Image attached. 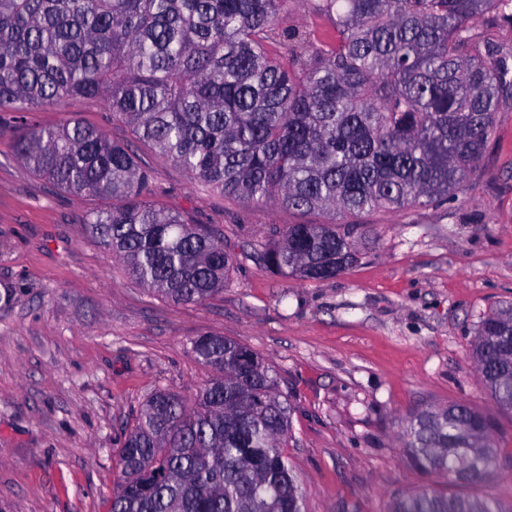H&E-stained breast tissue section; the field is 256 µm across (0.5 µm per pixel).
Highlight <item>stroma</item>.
Returning <instances> with one entry per match:
<instances>
[{
	"label": "stroma",
	"mask_w": 512,
	"mask_h": 512,
	"mask_svg": "<svg viewBox=\"0 0 512 512\" xmlns=\"http://www.w3.org/2000/svg\"><path fill=\"white\" fill-rule=\"evenodd\" d=\"M477 49L512 69V20L470 24ZM81 119L128 143L153 197L224 235L234 270L223 294L177 304L143 288L80 219L109 199L74 196L15 154L0 114V512H109L117 451L143 400L192 397L212 376L191 339L215 333L261 354L292 407L286 451L306 512H386L390 499L444 478L413 467L407 420L461 402L487 416L498 457L480 494L512 502V413L478 381L483 317L512 302V101L456 199L358 216L357 262L324 281L283 278L258 259L276 229L325 214L242 203L193 183L135 140L103 101L33 112L40 127Z\"/></svg>",
	"instance_id": "stroma-1"
}]
</instances>
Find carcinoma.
<instances>
[{
	"label": "carcinoma",
	"mask_w": 512,
	"mask_h": 512,
	"mask_svg": "<svg viewBox=\"0 0 512 512\" xmlns=\"http://www.w3.org/2000/svg\"><path fill=\"white\" fill-rule=\"evenodd\" d=\"M295 0H0V112L34 172L112 206L82 218L128 275L173 303L224 293V239L152 199L132 146L79 119L30 113L99 98L136 138L227 198L357 217L458 196L512 97L505 63L473 47L468 23L512 0H306L332 35L306 47L281 26ZM359 224H288L260 252L288 278L327 280L358 259ZM212 371L193 398L157 390L126 428L110 512H305L285 446L288 395L254 350L218 334L191 340ZM482 386L512 411V303L480 321ZM490 421L463 403L405 426L433 486L388 512H512L468 492L494 472Z\"/></svg>",
	"instance_id": "obj_1"
}]
</instances>
